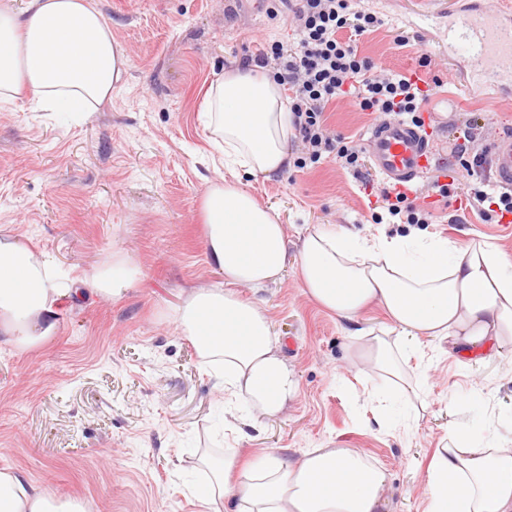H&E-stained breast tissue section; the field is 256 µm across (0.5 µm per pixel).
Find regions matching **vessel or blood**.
Returning <instances> with one entry per match:
<instances>
[{"label": "vessel or blood", "mask_w": 512, "mask_h": 512, "mask_svg": "<svg viewBox=\"0 0 512 512\" xmlns=\"http://www.w3.org/2000/svg\"><path fill=\"white\" fill-rule=\"evenodd\" d=\"M448 12V46L465 47L456 65L470 93L486 97L512 94V7L489 0H455ZM375 172L391 185H415L435 162V150L421 128L401 119H380L366 133ZM494 183L512 191V132L499 134L492 154Z\"/></svg>", "instance_id": "1"}]
</instances>
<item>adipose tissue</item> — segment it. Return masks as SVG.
I'll use <instances>...</instances> for the list:
<instances>
[{"mask_svg":"<svg viewBox=\"0 0 512 512\" xmlns=\"http://www.w3.org/2000/svg\"><path fill=\"white\" fill-rule=\"evenodd\" d=\"M128 59L90 0H31L26 14L0 9V102L26 93L47 110L95 111L112 98ZM210 143L246 174L288 164L294 133L283 89L260 72L229 70L211 85ZM206 251L224 274L220 287L197 288L171 313L201 364L234 390L247 419L281 414L297 379L280 355L282 341L255 299L279 280L288 235L278 213L240 184L211 183L203 199ZM298 275L320 309L361 320L381 312L380 328L355 336L351 361L372 368L407 396H420L409 362L422 339H447L452 353L474 357L512 346V258L477 235L460 245L443 236H361L333 224L301 235ZM123 258L93 274L95 294L120 300L140 277ZM54 268L24 243L0 236V341L28 349L59 328L57 302L73 294ZM200 496L207 512H383L386 476L358 448H314L295 463L271 449L210 463ZM426 512H512V439L471 441L449 428L428 463ZM0 512H86L18 471H0Z\"/></svg>","mask_w":512,"mask_h":512,"instance_id":"obj_1","label":"adipose tissue"}]
</instances>
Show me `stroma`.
<instances>
[{
    "label": "stroma",
    "mask_w": 512,
    "mask_h": 512,
    "mask_svg": "<svg viewBox=\"0 0 512 512\" xmlns=\"http://www.w3.org/2000/svg\"><path fill=\"white\" fill-rule=\"evenodd\" d=\"M125 51L127 72L93 112L60 121L26 98L0 102V235L27 244L65 280L90 277L119 255L143 276L120 301L93 293L64 298L57 336L25 350L0 346V470L83 501L87 512H202V456L272 448L295 459L310 448H359L386 474V512H425L426 467L453 422L471 424L462 398H481L485 429L512 434V352L480 358L423 340L412 366L427 407L418 420L389 421L374 399L380 373L349 365L363 324L329 314L297 275L298 234L338 224L369 236L414 230L464 242L483 233L512 255V223L465 208L468 187L451 151L475 114L490 112L480 141L512 128V96L474 99L453 76L444 27L419 20L451 0H353L384 24L362 36L361 52L384 69L432 83L425 127L439 162L408 191L434 221L379 225L382 179L366 186L327 158L307 169L244 176V188L288 226L289 261L280 281L254 293L281 337L298 392L273 418L242 421L216 377L170 320L186 291L224 283L204 247L202 200L224 178L204 127L209 86L256 54L264 40L292 41L252 0H91ZM408 42L396 46L397 36ZM430 67H420L421 56ZM337 134L364 140L373 114L349 98L326 110ZM453 179L449 197L431 189Z\"/></svg>",
    "instance_id": "1"
}]
</instances>
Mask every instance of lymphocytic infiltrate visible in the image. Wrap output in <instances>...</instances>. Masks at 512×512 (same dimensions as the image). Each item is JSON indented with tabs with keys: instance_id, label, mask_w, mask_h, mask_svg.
<instances>
[{
	"instance_id": "obj_1",
	"label": "lymphocytic infiltrate",
	"mask_w": 512,
	"mask_h": 512,
	"mask_svg": "<svg viewBox=\"0 0 512 512\" xmlns=\"http://www.w3.org/2000/svg\"><path fill=\"white\" fill-rule=\"evenodd\" d=\"M288 10H270L271 18L281 19L298 38L289 44L280 40L265 42L257 54L243 59L245 69L259 68L272 74L289 92L288 108L293 115L300 153L293 160L305 168L325 158L360 179H368L364 147L331 131L325 112L340 97L353 99L361 111L376 117H409L424 126L422 116L429 99L418 79L400 73L378 70L356 45L358 37L375 32L382 18L371 11H356L351 0H287ZM462 177L471 184L467 197L470 209L485 220H504L512 215V192L492 190L490 149L467 138L454 153ZM382 211L375 214L378 224H429L433 214L407 205L405 192L391 187L381 192Z\"/></svg>"
}]
</instances>
